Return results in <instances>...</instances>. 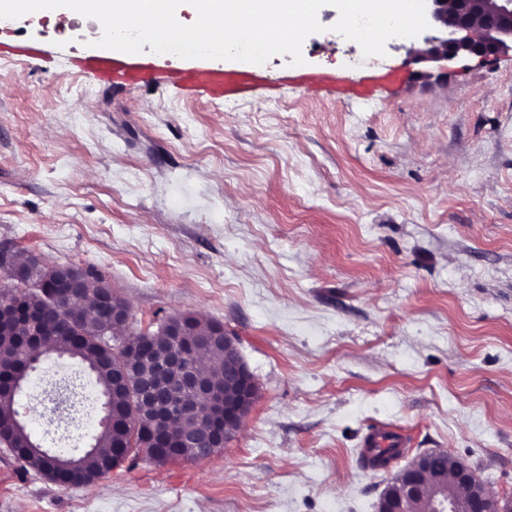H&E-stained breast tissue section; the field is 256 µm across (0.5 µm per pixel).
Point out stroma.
<instances>
[{"instance_id": "35a3bbf8", "label": "stroma", "mask_w": 512, "mask_h": 512, "mask_svg": "<svg viewBox=\"0 0 512 512\" xmlns=\"http://www.w3.org/2000/svg\"><path fill=\"white\" fill-rule=\"evenodd\" d=\"M306 66L409 65L410 83L336 102L263 69L271 88L212 101L172 87L107 89L72 72L92 40L31 34L38 62L0 60V249L101 274L130 329L193 312L223 323L257 399L209 458L128 460L62 487L0 449V512H374L393 472L444 450L512 496V56L422 79L418 38L364 58L332 29ZM77 381V419L44 417L48 382ZM18 410L44 447L89 450L94 374L44 357ZM389 467L361 458L378 425ZM402 438L388 428L380 427L374 430L364 442V453L369 455L367 448H376L380 455L373 457V465L375 467H386L391 459L398 457L396 448L403 447ZM396 448H393L395 447ZM386 448V449H380ZM384 452V453H383Z\"/></svg>"}]
</instances>
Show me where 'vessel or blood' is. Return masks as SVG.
<instances>
[{
  "instance_id": "b4317fda",
  "label": "vessel or blood",
  "mask_w": 512,
  "mask_h": 512,
  "mask_svg": "<svg viewBox=\"0 0 512 512\" xmlns=\"http://www.w3.org/2000/svg\"><path fill=\"white\" fill-rule=\"evenodd\" d=\"M40 52V43L33 37L0 40V59H34ZM71 68L79 73H92L101 85L112 89L173 85L211 100L244 98L253 95L268 81L263 70L252 66L228 67L208 61L191 67L160 65L140 55H118L107 50L76 56ZM286 78L303 94L344 101L411 82L414 73L406 67L357 73L342 68L333 71L291 70Z\"/></svg>"
}]
</instances>
